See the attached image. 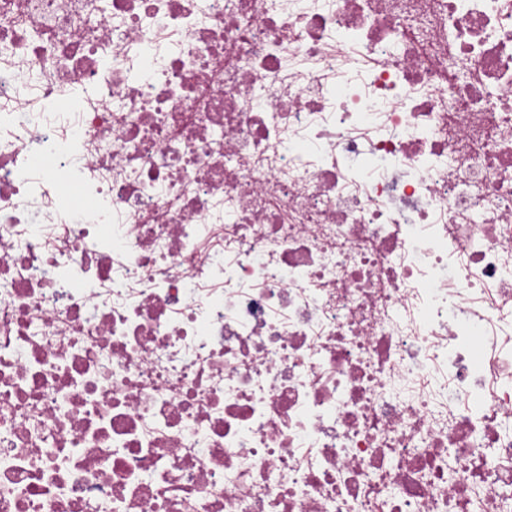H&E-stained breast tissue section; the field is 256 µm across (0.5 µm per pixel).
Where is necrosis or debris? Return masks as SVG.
<instances>
[{
    "mask_svg": "<svg viewBox=\"0 0 512 512\" xmlns=\"http://www.w3.org/2000/svg\"><path fill=\"white\" fill-rule=\"evenodd\" d=\"M0 512H512V0H0Z\"/></svg>",
    "mask_w": 512,
    "mask_h": 512,
    "instance_id": "1",
    "label": "necrosis or debris"
}]
</instances>
